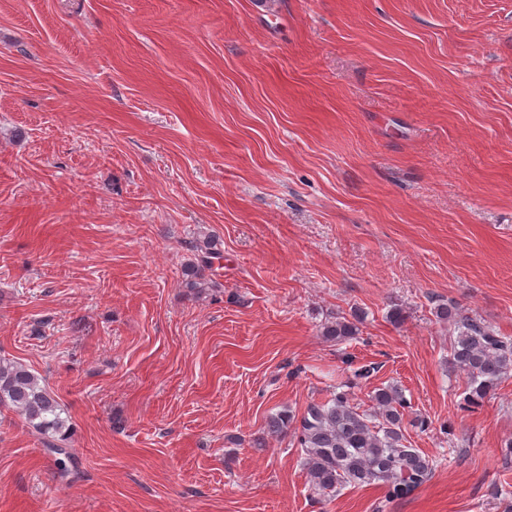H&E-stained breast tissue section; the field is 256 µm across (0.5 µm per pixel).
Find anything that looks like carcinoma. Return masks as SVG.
Here are the masks:
<instances>
[{
  "label": "carcinoma",
  "instance_id": "cac0c4a2",
  "mask_svg": "<svg viewBox=\"0 0 512 512\" xmlns=\"http://www.w3.org/2000/svg\"><path fill=\"white\" fill-rule=\"evenodd\" d=\"M194 250L183 284L190 292H200L208 285L206 272L218 255V241L208 235ZM437 315L455 326L448 366L467 378L462 409L470 411L481 406L498 381L512 372V338L456 307H441ZM361 320L354 312L349 319L342 317L325 325L323 335L338 343L347 341L358 334ZM371 399L372 409L362 410L342 390L325 402L309 404L298 419L287 410L270 416V433L293 431L314 493L334 496L346 485H379L390 503L407 497L431 478L432 463L407 445L404 417L408 402L401 388L391 384L377 388ZM0 409L18 412L51 448L68 436L69 427L53 393L41 377L19 362H0Z\"/></svg>",
  "mask_w": 512,
  "mask_h": 512
}]
</instances>
